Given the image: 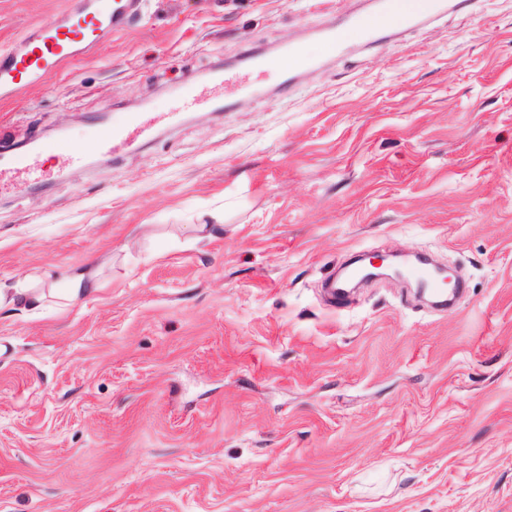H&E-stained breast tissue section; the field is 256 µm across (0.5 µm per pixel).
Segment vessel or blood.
<instances>
[{"mask_svg": "<svg viewBox=\"0 0 512 512\" xmlns=\"http://www.w3.org/2000/svg\"><path fill=\"white\" fill-rule=\"evenodd\" d=\"M136 3L137 0H76L69 14V24H42L25 38L23 53L0 52V91L11 94L30 84L34 76L59 68L78 52L95 46L100 31H122ZM414 19V13L403 10L398 0H377L372 11L339 16L324 25L325 43L329 48H336L343 40L344 28L348 26L368 35L408 28ZM311 65V60L298 45L288 47L278 60L271 63L272 68L279 71L307 69ZM202 104L196 85L191 83L182 90L173 111L160 116L152 112H129L121 122L98 124L94 140L100 160L111 161L117 151L148 137L155 118L174 123L183 112ZM53 150L67 154L76 164L85 159L81 145L63 138L0 161V184L19 175L39 174L46 155Z\"/></svg>", "mask_w": 512, "mask_h": 512, "instance_id": "b4317fda", "label": "vessel or blood"}]
</instances>
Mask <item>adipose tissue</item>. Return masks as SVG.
I'll return each mask as SVG.
<instances>
[{"mask_svg":"<svg viewBox=\"0 0 512 512\" xmlns=\"http://www.w3.org/2000/svg\"><path fill=\"white\" fill-rule=\"evenodd\" d=\"M98 290L95 275L84 269L72 270L62 285L54 284L47 289L43 288L41 278L29 277L11 286L0 285V309L20 308L34 312L50 299L68 307Z\"/></svg>","mask_w":512,"mask_h":512,"instance_id":"obj_1","label":"adipose tissue"}]
</instances>
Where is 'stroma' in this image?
<instances>
[{
  "mask_svg": "<svg viewBox=\"0 0 512 512\" xmlns=\"http://www.w3.org/2000/svg\"><path fill=\"white\" fill-rule=\"evenodd\" d=\"M74 0H0V52ZM362 0H140L123 31L0 98V149L64 131L0 191V283L100 291L0 310V512H512V0L330 51ZM302 43L285 84L247 54ZM225 111L105 163L102 115ZM457 271L444 311L357 252ZM52 150L67 154L75 164L82 163L86 157L85 150L81 145L66 138L36 147L28 152L14 154L0 164V188L5 181L15 176L39 174L46 155ZM43 279L27 277L24 281L11 286L0 284V309H15L37 311L47 299H55L63 307H69L75 302L97 293L99 283L95 274L86 269H74L66 276L61 286L50 285L41 288Z\"/></svg>",
  "mask_w": 512,
  "mask_h": 512,
  "instance_id": "1",
  "label": "stroma"
}]
</instances>
